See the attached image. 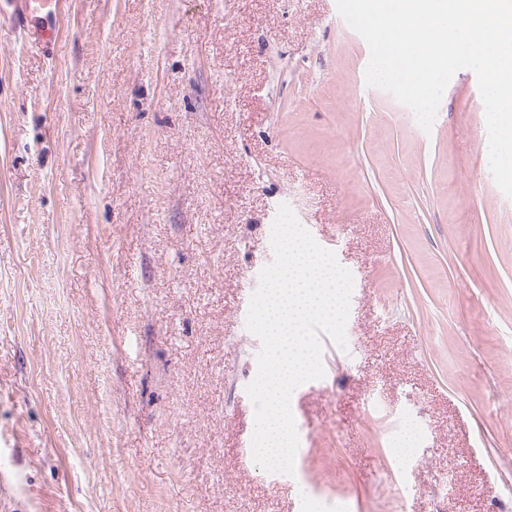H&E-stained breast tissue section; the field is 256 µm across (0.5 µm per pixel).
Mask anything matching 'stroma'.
Segmentation results:
<instances>
[{
  "label": "stroma",
  "instance_id": "obj_1",
  "mask_svg": "<svg viewBox=\"0 0 512 512\" xmlns=\"http://www.w3.org/2000/svg\"><path fill=\"white\" fill-rule=\"evenodd\" d=\"M369 59L336 0H65L45 54L0 24V512L512 504V198L477 78L427 132ZM284 203L353 277L285 483L253 459L244 291Z\"/></svg>",
  "mask_w": 512,
  "mask_h": 512
}]
</instances>
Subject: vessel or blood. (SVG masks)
Here are the masks:
<instances>
[{
    "instance_id": "obj_1",
    "label": "vessel or blood",
    "mask_w": 512,
    "mask_h": 512,
    "mask_svg": "<svg viewBox=\"0 0 512 512\" xmlns=\"http://www.w3.org/2000/svg\"><path fill=\"white\" fill-rule=\"evenodd\" d=\"M11 6L12 29L19 32L25 46L36 52H46L58 36L52 19L56 16L61 0H0Z\"/></svg>"
}]
</instances>
